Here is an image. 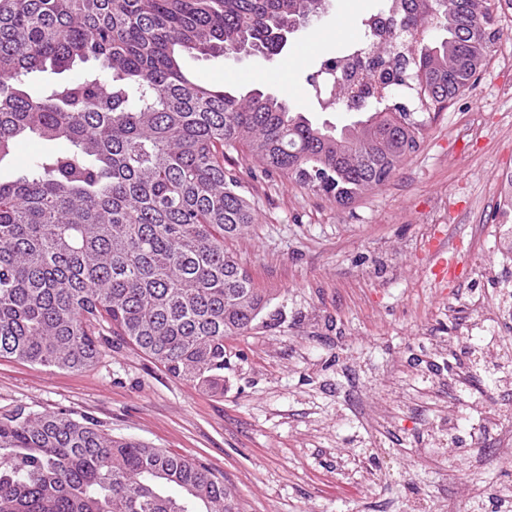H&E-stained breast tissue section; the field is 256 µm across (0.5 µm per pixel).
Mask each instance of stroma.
I'll list each match as a JSON object with an SVG mask.
<instances>
[{
    "label": "stroma",
    "instance_id": "35a3bbf8",
    "mask_svg": "<svg viewBox=\"0 0 512 512\" xmlns=\"http://www.w3.org/2000/svg\"><path fill=\"white\" fill-rule=\"evenodd\" d=\"M380 0H325L321 18L262 63L188 56L186 72L240 94L259 89L344 127L360 112L315 92L306 76L345 54ZM498 39L475 87L428 123L419 150L382 187L342 206L243 152L224 166L255 221L227 250L267 307L226 343L224 392L172 377L111 337L88 371L0 359V414L69 411L115 437L195 458L236 494L237 512H477L512 494V437L500 388L453 376L475 347L503 341L512 321L474 324L468 305L512 300V263L499 251L498 193L512 170V0H496ZM494 266L496 278L484 276ZM455 407L450 451L434 428Z\"/></svg>",
    "mask_w": 512,
    "mask_h": 512
}]
</instances>
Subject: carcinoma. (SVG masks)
Returning <instances> with one entry per match:
<instances>
[{"label":"carcinoma","mask_w":512,"mask_h":512,"mask_svg":"<svg viewBox=\"0 0 512 512\" xmlns=\"http://www.w3.org/2000/svg\"><path fill=\"white\" fill-rule=\"evenodd\" d=\"M320 0H0V162L46 148L0 180V359L87 370L113 333L171 376L224 393L225 345L267 300L224 248L253 223L224 169L242 150L348 205L418 151L426 120L374 111L338 130L260 90L190 77L186 55L265 60L279 29ZM491 0H382L350 57L390 88L418 84L441 112L476 85L497 39ZM434 21L447 37L390 41ZM94 59L67 82H36ZM224 476L199 461L114 438L88 417L0 414V512H236ZM41 150V144L36 140L20 143L13 154L0 165L2 179H10L20 171L26 169L32 158Z\"/></svg>","instance_id":"obj_1"}]
</instances>
